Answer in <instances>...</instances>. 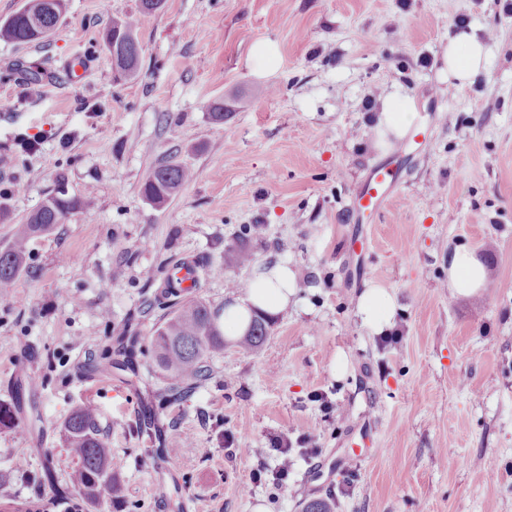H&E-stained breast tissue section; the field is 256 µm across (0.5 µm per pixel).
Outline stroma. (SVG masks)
<instances>
[{
    "label": "stroma",
    "instance_id": "obj_1",
    "mask_svg": "<svg viewBox=\"0 0 512 512\" xmlns=\"http://www.w3.org/2000/svg\"><path fill=\"white\" fill-rule=\"evenodd\" d=\"M66 3L50 38L0 42V245L58 178L82 202L31 238L27 272L0 296V402L20 420L0 430V500L40 495L47 466L68 482L64 423L90 404L122 484L98 512H183L186 499L198 512H303L318 498L336 512H512V0H165L137 30L133 79L117 75L105 31L139 0ZM471 26L494 54L452 89L443 53ZM266 42L279 55L264 70ZM75 59L86 70L73 82ZM15 64L42 80L6 79ZM393 94L415 101L429 142L407 144L389 210L362 221L352 198L387 157L372 125ZM215 101L229 108L220 124ZM21 134L29 153L14 150ZM171 161L195 176L158 207L141 186ZM459 244L488 282L452 299ZM277 259L299 284L288 308L260 352L227 341L208 379L160 414L181 445L156 458L137 430L146 392L167 387L151 352L138 382L78 366L100 361L128 313L153 334L176 307L162 293L173 265L200 266L192 294L220 308L227 279ZM371 283L395 296L399 343L355 315ZM275 436L292 446L282 483Z\"/></svg>",
    "mask_w": 512,
    "mask_h": 512
}]
</instances>
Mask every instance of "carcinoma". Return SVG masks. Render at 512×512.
Here are the masks:
<instances>
[{
  "instance_id": "obj_1",
  "label": "carcinoma",
  "mask_w": 512,
  "mask_h": 512,
  "mask_svg": "<svg viewBox=\"0 0 512 512\" xmlns=\"http://www.w3.org/2000/svg\"><path fill=\"white\" fill-rule=\"evenodd\" d=\"M164 0H140V16L114 18L106 35V45L118 68L125 76L137 75L141 47L136 31L141 19L159 11ZM65 9V0H26L24 7L0 21V41L26 44L47 39L56 29ZM193 172L179 163L156 167L142 185V194L152 204L163 205L191 181ZM81 206L75 196L59 192L49 195L27 222L17 225L10 244L0 248V294L8 293L15 280L26 269V246L36 234H47ZM139 318L127 317L118 335L111 337L112 365L119 371L136 374L138 357L143 353L145 337L141 336ZM268 316L255 314L249 329L239 340L245 348L256 351L270 335ZM155 365L169 380L167 390L146 405L140 417V432L152 443L154 452L162 456L169 445L166 432L153 418V411L164 410L179 402L193 382L207 374V359L224 353V327L221 310L202 300H191L162 322L150 337ZM66 444L77 465L69 482L57 481L53 469L46 467L37 478L51 495L36 501L6 499L0 512H86L89 506H100L121 493L119 478L112 472V448L99 432L93 408L79 407L65 422Z\"/></svg>"
}]
</instances>
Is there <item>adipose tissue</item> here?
Segmentation results:
<instances>
[{
	"label": "adipose tissue",
	"instance_id": "1",
	"mask_svg": "<svg viewBox=\"0 0 512 512\" xmlns=\"http://www.w3.org/2000/svg\"><path fill=\"white\" fill-rule=\"evenodd\" d=\"M492 56L491 46L475 30L455 32L443 54L450 79L465 85L474 75L485 70ZM417 114L410 99L393 95L386 97L376 119L375 133L380 148H388L392 140L403 138ZM487 285L485 267L466 245L456 246L448 255L447 286L455 296L477 294ZM296 288V277L286 261L257 266L243 296L224 308V333L230 337L242 335L253 310L279 312L287 308ZM396 311L394 295L386 288L370 285L362 292L356 315L363 328L378 334L391 326Z\"/></svg>",
	"mask_w": 512,
	"mask_h": 512
}]
</instances>
